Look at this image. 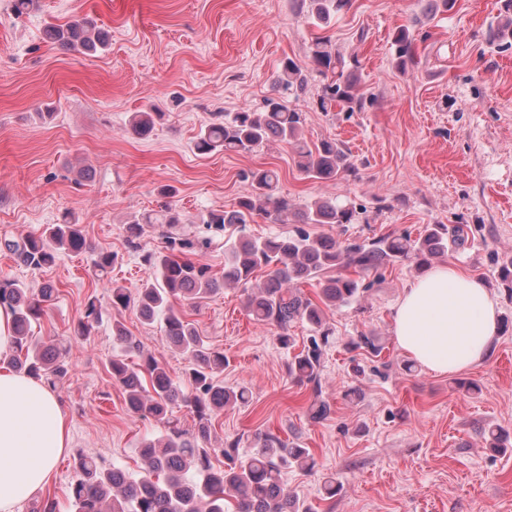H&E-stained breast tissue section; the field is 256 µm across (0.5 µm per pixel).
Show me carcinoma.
<instances>
[{"label":"carcinoma","mask_w":512,"mask_h":512,"mask_svg":"<svg viewBox=\"0 0 512 512\" xmlns=\"http://www.w3.org/2000/svg\"><path fill=\"white\" fill-rule=\"evenodd\" d=\"M297 14L305 15L317 26L327 27L336 14L348 8L351 0H293ZM457 0H428L423 16L392 32L395 47L394 65L405 71L415 64V32L439 13L452 10ZM498 16L486 31L487 43L499 49H512V0H500ZM44 39L62 48L83 53H97L109 45V34L90 15L64 25L50 24L43 30ZM312 70L323 77L322 94L317 105L323 112L339 108L341 112H361L372 103L361 92L360 61L345 57L328 36L317 37L310 46ZM308 76L294 60L282 62L272 93L265 97L261 109L243 110L215 119L201 127L194 149L201 156L219 151L251 152L270 141H285L294 146L298 168L308 178L333 180L354 177L357 167L344 145L322 140L314 146L302 140L303 113L292 108L282 92L301 93ZM162 113L135 112L129 129L137 137H147ZM252 194L242 197L237 208L213 209L204 223L225 230L248 223V218L263 214L273 222L293 211L288 197L278 192L279 175L272 169L259 168L246 174ZM359 215L357 206L336 199L319 200L295 213L300 226L287 235L263 240L237 237L224 259V276L211 274L209 266L185 256L197 245L189 238L170 237L169 251H148L143 257L148 276L131 293L112 285L111 302L116 309L136 308L147 324L160 325L170 347L188 359L184 377L173 380L163 365L145 355L140 345L120 322L112 324V336L120 350L112 357V379L124 390L130 413L138 419L154 420L166 434L158 439H144L139 448L143 471L139 478L128 477L117 466L106 468L92 455L78 457L71 486V512H310L284 483L282 473L288 467L310 471L315 466L311 450L288 442L272 432H258L250 453H238L239 442L211 447L214 416L228 405L248 402L245 387H226L218 377L224 369V353L205 344L195 324L189 321L180 301L205 299L228 286H247L254 273L267 270L266 280L247 294L245 309L252 319L279 330L278 340L284 349H292L296 338L288 333L298 321L308 325L311 336L302 350L288 362V375L300 384L309 385L314 400L309 407L312 420H322L330 407L319 399L321 393L322 348L328 344L325 309L347 306L359 300L373 285L370 275L390 265L416 261L420 266L465 247L473 234L467 224H427L419 236L390 234L364 241L339 242L328 237H314L305 229L308 224H352ZM180 213L166 204L161 210L145 213L126 224L127 241L138 246L144 224H180ZM0 248L28 267L43 268L55 262L59 250L83 252L90 248L80 226L68 219L47 225L39 234L20 239L5 238ZM116 255L109 251L93 252L95 274L105 275L112 269ZM351 269L356 276L346 273ZM329 274L321 288L320 302L313 301L298 284ZM56 300L55 288L46 285L37 295L18 280L0 277V307L13 317L15 351L9 364L18 372L55 384L68 373L61 352L37 340L32 324L38 322L45 308ZM95 300L88 299L84 318L77 334L86 336L99 322ZM135 356L138 361L131 362ZM185 407L194 414L195 429L189 432L174 416V407ZM224 456V466L215 468L212 456Z\"/></svg>","instance_id":"cac0c4a2"}]
</instances>
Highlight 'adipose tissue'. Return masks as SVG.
Segmentation results:
<instances>
[{
	"mask_svg": "<svg viewBox=\"0 0 512 512\" xmlns=\"http://www.w3.org/2000/svg\"><path fill=\"white\" fill-rule=\"evenodd\" d=\"M498 333V307L483 281L451 263L416 278L397 303V344L432 373L458 374L482 364ZM69 443L59 398L1 364L0 512H16L48 484Z\"/></svg>",
	"mask_w": 512,
	"mask_h": 512,
	"instance_id": "1",
	"label": "adipose tissue"
}]
</instances>
